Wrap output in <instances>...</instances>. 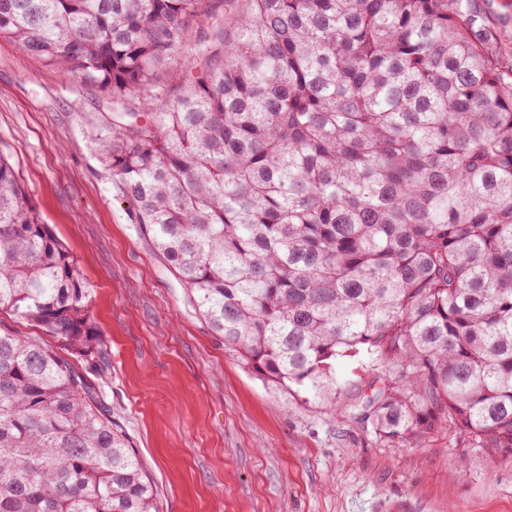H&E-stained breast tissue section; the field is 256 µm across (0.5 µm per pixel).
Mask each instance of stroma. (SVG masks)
Segmentation results:
<instances>
[{"instance_id":"obj_1","label":"stroma","mask_w":512,"mask_h":512,"mask_svg":"<svg viewBox=\"0 0 512 512\" xmlns=\"http://www.w3.org/2000/svg\"><path fill=\"white\" fill-rule=\"evenodd\" d=\"M504 53L512 0H473ZM111 96L0 40V156L92 290L95 387L158 491L160 512H512V463L465 455L448 432L385 448L349 410L273 389L224 347L156 255L100 160Z\"/></svg>"}]
</instances>
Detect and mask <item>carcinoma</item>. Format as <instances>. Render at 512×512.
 Wrapping results in <instances>:
<instances>
[{
	"mask_svg": "<svg viewBox=\"0 0 512 512\" xmlns=\"http://www.w3.org/2000/svg\"><path fill=\"white\" fill-rule=\"evenodd\" d=\"M0 38L111 89L103 161L247 368L512 461V59L470 0H0ZM90 296L0 156V311L56 341L0 330V512H157ZM377 366L368 363L365 358H343L336 363V376L341 381H355L361 385L365 393L369 394L370 390L366 389L369 382L378 372Z\"/></svg>",
	"mask_w": 512,
	"mask_h": 512,
	"instance_id": "cac0c4a2",
	"label": "carcinoma"
}]
</instances>
